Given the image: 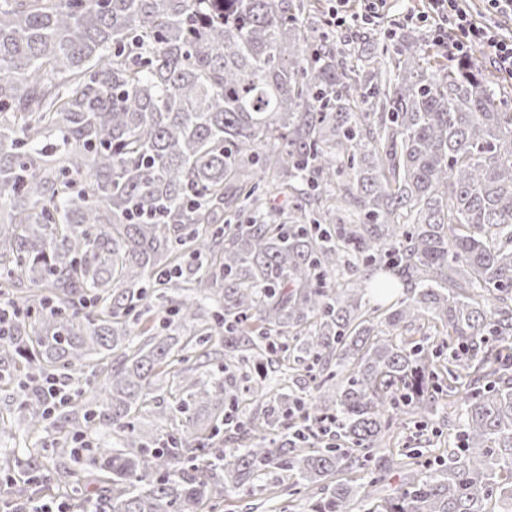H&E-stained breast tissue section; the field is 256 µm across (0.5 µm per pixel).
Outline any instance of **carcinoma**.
<instances>
[{"mask_svg": "<svg viewBox=\"0 0 512 512\" xmlns=\"http://www.w3.org/2000/svg\"><path fill=\"white\" fill-rule=\"evenodd\" d=\"M313 0H0V288L25 308L0 339V388L35 429L32 385L83 388L56 407L53 477L77 512H197L274 470L310 512H512V88L446 68L419 38L349 54L309 35ZM250 220L232 224L242 204ZM380 269L405 298L366 307ZM224 367L195 378L179 333ZM430 335L410 341L425 325ZM448 363L438 364L443 349ZM335 401L271 393L248 369L289 362ZM209 434H142L164 375ZM467 377L456 445L383 498L339 479L374 460L398 413L427 416ZM229 385H224V380ZM267 426L224 413L239 386ZM112 430L85 454L78 438ZM237 446L223 448V427Z\"/></svg>", "mask_w": 512, "mask_h": 512, "instance_id": "obj_1", "label": "carcinoma"}]
</instances>
